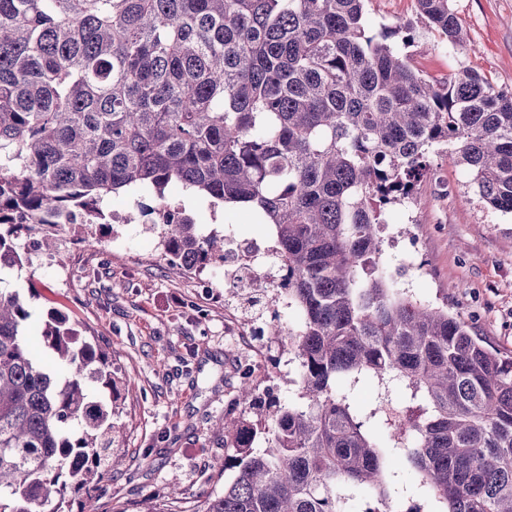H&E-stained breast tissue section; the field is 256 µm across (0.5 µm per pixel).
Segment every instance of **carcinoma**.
Wrapping results in <instances>:
<instances>
[{
	"instance_id": "1",
	"label": "carcinoma",
	"mask_w": 512,
	"mask_h": 512,
	"mask_svg": "<svg viewBox=\"0 0 512 512\" xmlns=\"http://www.w3.org/2000/svg\"><path fill=\"white\" fill-rule=\"evenodd\" d=\"M367 0H0V269L22 233L155 196L164 255L184 271L224 240L173 215L180 186L273 226L300 326L271 335L299 365L298 402L224 418L231 480L194 512H512V356L448 306L385 271L382 225L446 153L491 208L512 212V87L471 69L428 79L369 32ZM431 31L465 43L450 0H417ZM23 296L0 291V512H63L112 454L125 382L54 309L29 348ZM107 393L91 400L89 385ZM378 388L369 408L354 399ZM413 475V493L399 472Z\"/></svg>"
}]
</instances>
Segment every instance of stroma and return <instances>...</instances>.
Returning <instances> with one entry per match:
<instances>
[{
  "mask_svg": "<svg viewBox=\"0 0 512 512\" xmlns=\"http://www.w3.org/2000/svg\"><path fill=\"white\" fill-rule=\"evenodd\" d=\"M466 32L465 47L430 33L416 0H368L373 32L407 25L416 40L408 53L424 75L442 80L469 67L512 86V0H450ZM412 203L394 206L385 260L400 290L447 304L477 336L512 354V213L487 206L470 176L447 157L432 160ZM202 233L239 235L260 248L273 246L271 225L243 220L240 209L211 205L190 194L176 199ZM153 225L116 224L101 245L88 247L71 230L60 235L55 258L19 237L28 263L0 273V289L19 291L31 311L26 331L43 356L44 315L64 311L110 352V365L127 387L115 404L119 428L112 461L89 491L69 493L70 512H137L147 500L170 512H192L197 501L222 487L224 436L215 421L239 414L238 388L250 371L258 392L273 390L281 403L296 402L295 365L272 336L256 337L277 305L244 299L224 282V265L172 270ZM417 243L416 267L402 265L397 249ZM181 298V305L170 302Z\"/></svg>",
  "mask_w": 512,
  "mask_h": 512,
  "instance_id": "obj_1",
  "label": "stroma"
}]
</instances>
